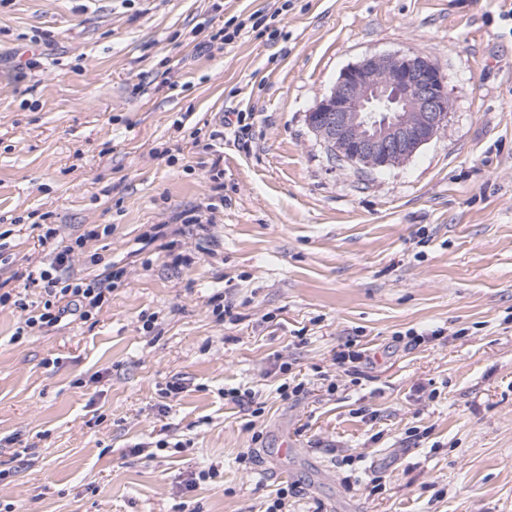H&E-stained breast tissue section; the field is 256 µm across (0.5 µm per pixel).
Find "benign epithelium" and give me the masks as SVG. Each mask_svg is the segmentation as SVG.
<instances>
[{
	"label": "benign epithelium",
	"mask_w": 512,
	"mask_h": 512,
	"mask_svg": "<svg viewBox=\"0 0 512 512\" xmlns=\"http://www.w3.org/2000/svg\"><path fill=\"white\" fill-rule=\"evenodd\" d=\"M451 110L438 66L408 51L346 67L308 124L337 159L376 170L410 160L445 130Z\"/></svg>",
	"instance_id": "obj_1"
}]
</instances>
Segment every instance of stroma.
<instances>
[{
  "instance_id": "35a3bbf8",
  "label": "stroma",
  "mask_w": 512,
  "mask_h": 512,
  "mask_svg": "<svg viewBox=\"0 0 512 512\" xmlns=\"http://www.w3.org/2000/svg\"><path fill=\"white\" fill-rule=\"evenodd\" d=\"M271 2L0 0V512H264L285 486L288 512H512V22L501 0H293L284 37L198 53ZM407 51L442 71L447 128L400 166L337 161L308 112ZM227 112L252 115L239 140ZM44 224L111 225L73 268L124 270L47 335L19 330ZM412 329L440 335L395 343ZM353 340H347L343 349L336 353V369L342 373L354 376V380H359L364 371L362 368L363 354L361 351L350 350Z\"/></svg>"
}]
</instances>
